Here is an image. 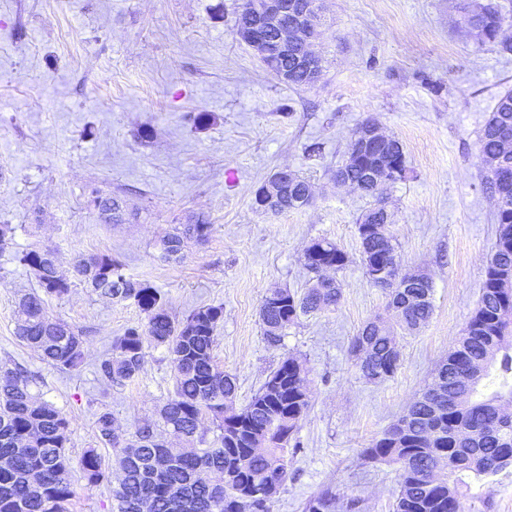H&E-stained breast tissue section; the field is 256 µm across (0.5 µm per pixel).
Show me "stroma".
<instances>
[{"instance_id":"35a3bbf8","label":"stroma","mask_w":512,"mask_h":512,"mask_svg":"<svg viewBox=\"0 0 512 512\" xmlns=\"http://www.w3.org/2000/svg\"><path fill=\"white\" fill-rule=\"evenodd\" d=\"M240 0H0V362L39 370L38 397L70 420L69 450L95 442V413L126 429L153 420L173 388L166 348L149 347L135 381L102 389L95 362L127 328L143 324L133 302H113L74 283L47 314L83 332L86 359L62 373L15 334V302L38 285L22 251L52 249L63 271L81 255L109 254L125 273L166 295L173 316L223 305L214 354L236 377L244 406L285 354L305 362L311 409L300 448L271 512H304L329 488L360 512H393L395 468L369 463L379 438L432 381L481 295L494 250L496 205L483 188L477 140L498 96L512 90V55L479 43L459 23L457 0H325L320 83H279L241 42ZM213 116L195 126L193 115ZM398 138L412 176L385 190L388 231L402 266L433 283L434 313L399 333L395 375L371 383L354 366L350 340L385 316L386 290L360 262L357 224L371 198L334 183L365 119ZM153 131L140 137L141 128ZM321 142V156L305 148ZM287 167L308 178L312 206L263 215L252 191ZM121 193L136 218L102 223L93 191ZM206 215L207 242H188L179 260L158 241ZM349 257L336 309L301 318L281 345L259 320L265 293L301 290L303 251L314 239ZM463 512H512V473L472 484Z\"/></svg>"}]
</instances>
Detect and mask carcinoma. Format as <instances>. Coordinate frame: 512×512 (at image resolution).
<instances>
[{"label":"carcinoma","mask_w":512,"mask_h":512,"mask_svg":"<svg viewBox=\"0 0 512 512\" xmlns=\"http://www.w3.org/2000/svg\"><path fill=\"white\" fill-rule=\"evenodd\" d=\"M460 22L478 25L485 37L480 43L512 55V39L501 35L503 6L494 0H457ZM305 38L297 37L288 54L265 61L271 70H288L287 85L300 89L312 85L301 64L306 55ZM351 139L346 158L334 175L353 183L358 191L379 198L386 182H375L371 173L377 161L369 152L357 153ZM478 152L484 161L485 188L496 201L497 238L485 268L482 292L462 336L448 352L435 378L448 382V414L441 419L440 435L432 442L421 438L432 413L426 396L414 399L406 410L407 432L399 434L393 424L363 450L371 462L397 466L395 512H462L466 479L488 482L512 469V421L504 422L497 406L512 400V178L500 177L512 171V91L500 95L481 131ZM376 153L396 169L394 184L408 178L409 169L403 144L387 135ZM310 183L292 172L281 196V212L308 206ZM100 219L107 224L127 220L122 195H97L93 199ZM392 223L388 211L375 204L357 225L362 264L387 263L400 259L392 237L370 232L373 226ZM213 224L199 216L165 234L159 241L161 257L178 259L184 240L202 243L209 239ZM32 269L39 289L23 295L16 306L15 333L25 345L36 350L47 365L73 372L84 361L82 331L65 321L45 314L48 299H62L71 289L70 276L61 271L49 249L35 248L16 256ZM303 261L312 274L307 288L268 291L259 317L265 341L281 344L286 331L304 316L334 309L343 297L341 283L328 272H338L349 258L336 243L325 239L311 241ZM74 276L101 298L133 302L144 315V324L128 328L112 342V353L95 363L98 381L106 386L136 380L143 371L146 349H167L173 372V392L162 406L159 418L166 433L181 440L177 465L163 464L169 452L148 422L137 423L134 431H118L108 411L97 414V441L77 458L67 446L69 420L53 404L36 397L34 372L19 363H0V512H68L78 486H95L111 481V467L101 448L112 451L119 478L112 486L113 512H270V504L288 478L290 456L299 448L295 441L300 422L310 409L307 373L294 355L284 357L268 375L259 390L242 408H233L237 379L224 372L214 357L216 331L224 320L221 305L203 306L180 320L168 310L165 293L145 280H135L109 254L79 258ZM433 286L429 278L415 279L409 286L389 289V308L395 324L367 323L349 345L357 358L367 350L372 363L361 368L362 376L382 381L400 366V351L393 348L394 327L413 331L433 315ZM503 341L492 368L503 379L502 388L489 396L472 399L456 407L454 378L480 364L492 337ZM216 429L209 440L200 431L203 418ZM459 423L480 438L483 465L479 470L464 463L454 442ZM305 512H336V495L323 491L305 504Z\"/></svg>","instance_id":"cac0c4a2"}]
</instances>
